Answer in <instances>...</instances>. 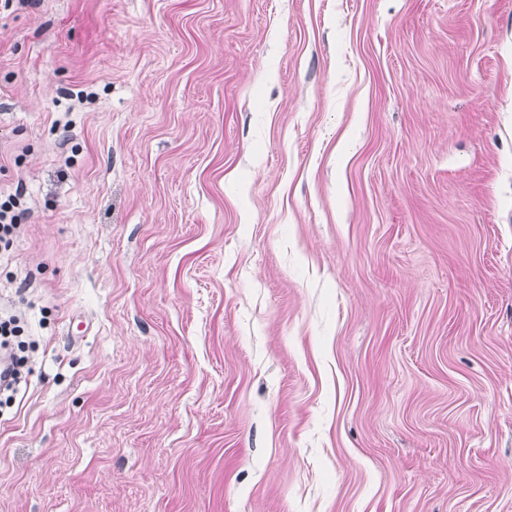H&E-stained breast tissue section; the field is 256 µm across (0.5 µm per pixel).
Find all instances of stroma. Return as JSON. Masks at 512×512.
<instances>
[{
  "label": "stroma",
  "instance_id": "35a3bbf8",
  "mask_svg": "<svg viewBox=\"0 0 512 512\" xmlns=\"http://www.w3.org/2000/svg\"><path fill=\"white\" fill-rule=\"evenodd\" d=\"M0 512H512V0L0 5ZM16 205V195H9L3 201L0 199V241L6 239L9 242L19 225L14 212Z\"/></svg>",
  "mask_w": 512,
  "mask_h": 512
}]
</instances>
